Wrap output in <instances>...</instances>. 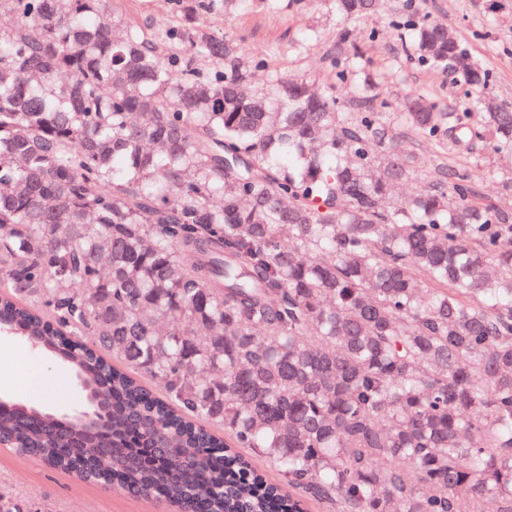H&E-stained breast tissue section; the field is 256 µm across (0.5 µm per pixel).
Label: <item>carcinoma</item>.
<instances>
[{
  "label": "carcinoma",
  "mask_w": 512,
  "mask_h": 512,
  "mask_svg": "<svg viewBox=\"0 0 512 512\" xmlns=\"http://www.w3.org/2000/svg\"><path fill=\"white\" fill-rule=\"evenodd\" d=\"M239 0H0V310L82 387L86 423L0 399L13 449L183 512H512V213L480 171L410 177L390 113L196 26ZM343 20L380 0H333ZM418 64L466 85L396 120L512 159V107L413 0ZM287 481L271 483L239 449ZM0 512H49L0 495ZM133 6L136 20L144 27H158L167 17L165 0H136Z\"/></svg>",
  "instance_id": "obj_1"
}]
</instances>
